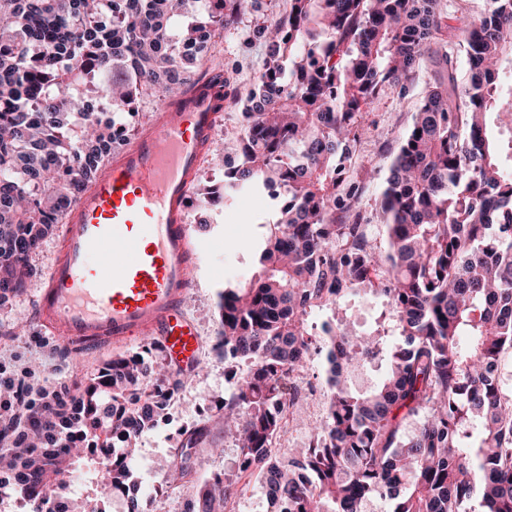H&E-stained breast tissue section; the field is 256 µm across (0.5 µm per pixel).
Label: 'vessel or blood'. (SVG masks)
<instances>
[{"label": "vessel or blood", "mask_w": 512, "mask_h": 512, "mask_svg": "<svg viewBox=\"0 0 512 512\" xmlns=\"http://www.w3.org/2000/svg\"><path fill=\"white\" fill-rule=\"evenodd\" d=\"M217 92L202 84L165 106L67 212L33 312L63 344L95 350L156 336L173 373L193 369L200 336L183 305L196 249L187 212L220 133Z\"/></svg>", "instance_id": "b4317fda"}]
</instances>
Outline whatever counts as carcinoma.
I'll use <instances>...</instances> for the list:
<instances>
[{
  "label": "carcinoma",
  "instance_id": "carcinoma-1",
  "mask_svg": "<svg viewBox=\"0 0 512 512\" xmlns=\"http://www.w3.org/2000/svg\"><path fill=\"white\" fill-rule=\"evenodd\" d=\"M448 34L444 0H288L254 22L265 49L250 89L223 77L242 106L224 130V184L209 203L233 206L284 190L259 271L220 295L224 361L247 366L224 422L242 465L197 485L189 512H231L258 466L270 512H512V166L490 126L512 131V0H486ZM258 0H0V306L34 274L30 255L127 138L113 126L146 99L176 102L224 63L207 38L236 32ZM469 68L461 78L458 52ZM430 73L411 123L388 137L369 118L387 87L409 92ZM381 143L376 207L356 180L358 145ZM384 223L376 224L377 212ZM361 292L383 309L367 331L343 310ZM327 406L310 440L280 455L275 408L313 355ZM385 366L369 390L345 379ZM153 367L119 355L66 393L38 394L20 425L5 423L0 490L55 512L40 490L112 457L70 512H144L131 489L135 441L163 416ZM207 428L184 436L170 483L193 481Z\"/></svg>",
  "mask_w": 512,
  "mask_h": 512
}]
</instances>
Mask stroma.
I'll return each instance as SVG.
<instances>
[{
  "mask_svg": "<svg viewBox=\"0 0 512 512\" xmlns=\"http://www.w3.org/2000/svg\"><path fill=\"white\" fill-rule=\"evenodd\" d=\"M217 49L226 63L236 67L234 84L240 90H247L262 61V46L241 48L239 36L229 34L219 42ZM423 87L424 80L419 77L408 95H400L395 87L386 88L374 106L375 119L386 129L401 131L410 124ZM223 180V170L204 165L190 204L189 224L202 250L185 310L201 332L200 368L191 372L181 388L179 406L137 440L139 453L133 473L145 512H154L159 504L164 505L166 512H186L195 492L193 484L169 486L166 474L172 450L180 445L187 430L197 426L209 430L207 439L198 448L199 479L206 480L212 474L234 468L237 459L236 449L225 440L224 427L217 420L224 403V391L230 386L224 356L215 348L220 327L219 295L225 285L243 282L252 276L254 246L265 234V224L275 207L263 195L249 196L239 207L210 205L204 197L205 188L221 184ZM59 243L56 236L42 242L29 259L35 276L9 304L0 307V365L15 371H31L36 386L45 388L71 385L94 376L122 351L107 346L94 353L83 352L78 368L74 369L65 363L61 344L45 337L36 324L17 330L18 318L30 316L32 312ZM217 446L222 448V455L214 454Z\"/></svg>",
  "mask_w": 512,
  "mask_h": 512,
  "instance_id": "35a3bbf8",
  "label": "stroma"
}]
</instances>
